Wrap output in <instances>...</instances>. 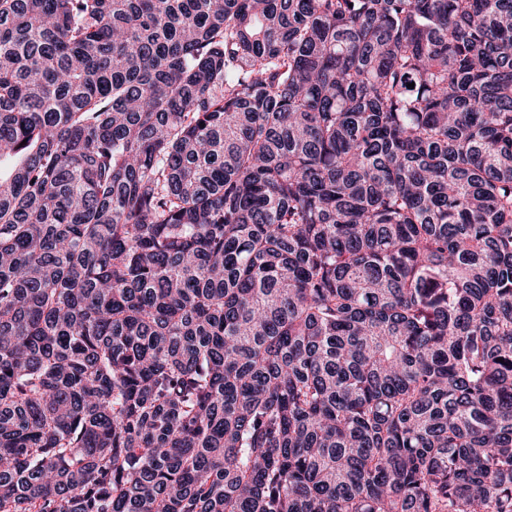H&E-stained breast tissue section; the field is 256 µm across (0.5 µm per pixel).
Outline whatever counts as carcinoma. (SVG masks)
I'll use <instances>...</instances> for the list:
<instances>
[{"instance_id":"cac0c4a2","label":"carcinoma","mask_w":512,"mask_h":512,"mask_svg":"<svg viewBox=\"0 0 512 512\" xmlns=\"http://www.w3.org/2000/svg\"><path fill=\"white\" fill-rule=\"evenodd\" d=\"M0 512H512V0H0Z\"/></svg>"}]
</instances>
